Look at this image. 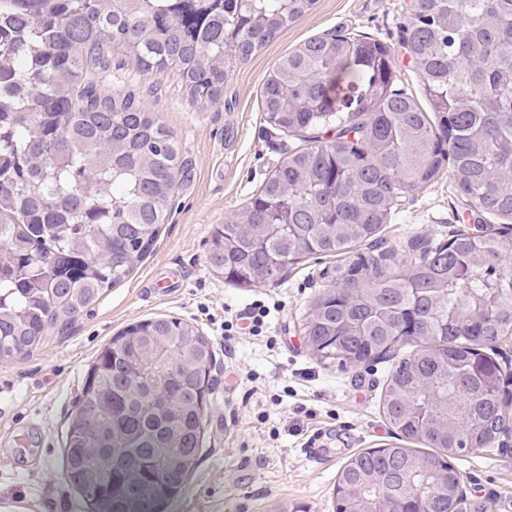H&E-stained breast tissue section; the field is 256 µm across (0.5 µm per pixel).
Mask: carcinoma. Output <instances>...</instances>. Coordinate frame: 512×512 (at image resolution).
I'll return each mask as SVG.
<instances>
[{
    "label": "carcinoma",
    "instance_id": "obj_1",
    "mask_svg": "<svg viewBox=\"0 0 512 512\" xmlns=\"http://www.w3.org/2000/svg\"><path fill=\"white\" fill-rule=\"evenodd\" d=\"M316 0H0V360L23 359L120 283L171 211L178 151L134 90L101 95L121 50L137 72L176 69L192 100ZM402 44L429 111L396 87L390 48L358 34L311 38L275 63L264 121L302 144L246 207L217 225L207 263L244 285L334 257L307 312L317 359L343 369L402 354L383 414L397 439L349 458L334 512H482L448 460L488 449L509 423L512 236L490 225L446 244L354 251L442 168L486 213L512 221V0H415ZM334 131L324 141L315 132ZM212 343L192 322L141 320L112 337L70 414L63 476L88 512H164L197 467Z\"/></svg>",
    "mask_w": 512,
    "mask_h": 512
}]
</instances>
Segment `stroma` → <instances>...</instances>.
Listing matches in <instances>:
<instances>
[{
    "label": "stroma",
    "mask_w": 512,
    "mask_h": 512,
    "mask_svg": "<svg viewBox=\"0 0 512 512\" xmlns=\"http://www.w3.org/2000/svg\"><path fill=\"white\" fill-rule=\"evenodd\" d=\"M409 0H317L247 64L224 80L215 104L193 103L176 70L137 76L113 52L104 94L134 88L145 111L169 129L183 166L174 205L152 253L66 329L53 330L34 354L0 361V448L38 426L31 469L0 458V512H85L61 477L65 434L84 375L99 350L130 323L171 315L193 322L215 352L212 406L197 469L168 512H271L299 502L333 512L340 468L364 448L393 443L380 407L391 358L338 369L309 350L304 320L329 284L332 257L290 265L280 283L241 288L206 263L215 225L240 210L288 154L290 136L272 132L261 112L262 84L280 56L304 40L342 31L384 42L394 52L397 85L425 105L422 82L399 44ZM502 227L463 195L447 173L401 198L377 246L401 251L413 240L448 242L476 224ZM264 302V335L236 325ZM233 330H225V322ZM468 496L491 512H512V454L501 447L454 461Z\"/></svg>",
    "instance_id": "stroma-1"
}]
</instances>
